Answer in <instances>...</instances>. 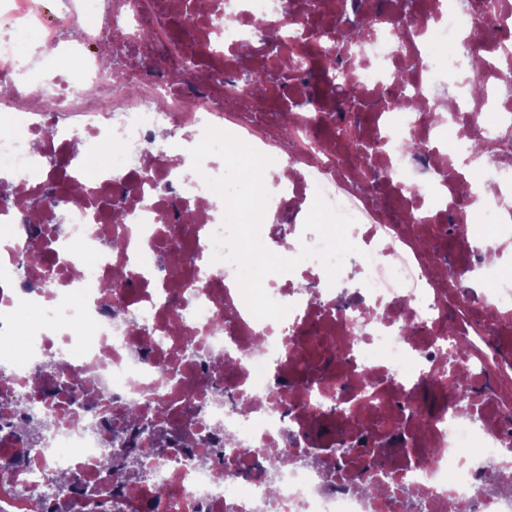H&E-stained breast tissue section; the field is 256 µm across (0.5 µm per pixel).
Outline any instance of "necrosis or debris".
Returning a JSON list of instances; mask_svg holds the SVG:
<instances>
[{
	"label": "necrosis or debris",
	"mask_w": 512,
	"mask_h": 512,
	"mask_svg": "<svg viewBox=\"0 0 512 512\" xmlns=\"http://www.w3.org/2000/svg\"><path fill=\"white\" fill-rule=\"evenodd\" d=\"M187 2L69 0L44 23L33 0H0L56 51L35 81L0 39L20 118L0 136V174L18 181L0 206V512H512V0ZM367 22L361 70L339 58L344 90L314 95L317 49L293 29L351 42ZM271 37L290 81L259 102L231 84L266 78ZM209 126L276 162L270 251L318 246L303 224L316 197L354 220L335 284L315 258L264 280L282 321L255 318L236 265L212 259L224 204L204 179L224 165L197 172L189 154ZM476 142L494 149L475 181L460 160ZM78 143L105 162H74ZM31 408L50 421L34 444L13 431ZM361 435L370 452L322 468ZM130 448L140 475L109 485L105 461ZM375 478L387 494L358 491Z\"/></svg>",
	"instance_id": "necrosis-or-debris-1"
}]
</instances>
